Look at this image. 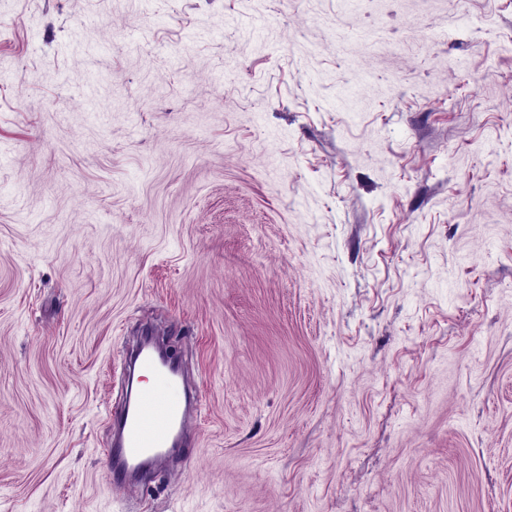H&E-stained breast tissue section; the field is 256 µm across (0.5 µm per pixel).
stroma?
I'll use <instances>...</instances> for the list:
<instances>
[{
    "label": "stroma",
    "instance_id": "35a3bbf8",
    "mask_svg": "<svg viewBox=\"0 0 512 512\" xmlns=\"http://www.w3.org/2000/svg\"><path fill=\"white\" fill-rule=\"evenodd\" d=\"M0 512H512V0H0ZM141 382L147 374L150 383L139 388L134 400L115 404L111 422L117 429L112 446L104 448L111 474L121 480L120 489L143 487L132 484L136 469L145 461L157 463L165 457V448L176 447L197 427L201 403L191 401L189 386L179 370L137 342L128 380Z\"/></svg>",
    "mask_w": 512,
    "mask_h": 512
}]
</instances>
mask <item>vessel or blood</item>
<instances>
[{"mask_svg":"<svg viewBox=\"0 0 512 512\" xmlns=\"http://www.w3.org/2000/svg\"><path fill=\"white\" fill-rule=\"evenodd\" d=\"M130 372L148 376L150 383L139 389L135 399L114 405L115 432L111 447L104 451L111 473L119 476L125 488L130 487L139 465L161 461L166 449L190 435L200 412V403L191 399L181 372L145 345H138Z\"/></svg>","mask_w":512,"mask_h":512,"instance_id":"obj_1","label":"vessel or blood"}]
</instances>
